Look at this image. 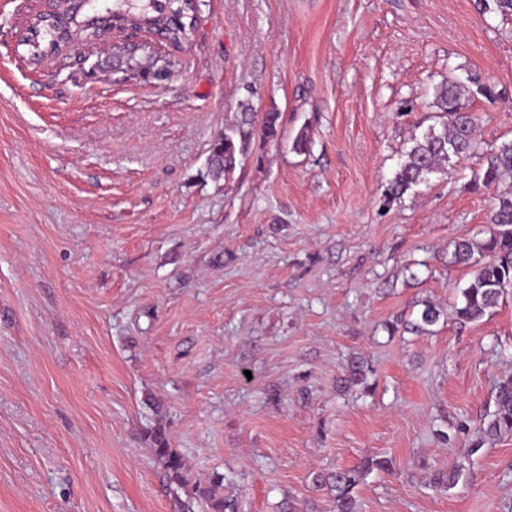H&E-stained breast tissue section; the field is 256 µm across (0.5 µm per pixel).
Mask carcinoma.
Masks as SVG:
<instances>
[{"label": "carcinoma", "mask_w": 512, "mask_h": 512, "mask_svg": "<svg viewBox=\"0 0 512 512\" xmlns=\"http://www.w3.org/2000/svg\"><path fill=\"white\" fill-rule=\"evenodd\" d=\"M56 7L70 18L66 33L59 32L55 22H36L27 41L29 62L39 65L42 59L62 50L64 35L90 41L100 34L101 19L90 13L73 10L69 0H59ZM117 14L133 30L146 31L163 38L167 44L182 49L195 33V5L192 0H135L128 4L116 0ZM492 88L477 78L450 80L436 87L434 107L438 121L411 139L406 159L389 181L385 195L390 200L403 196L409 190L428 181L429 176L456 166L479 151L475 137V119L467 112L470 100L476 94L489 95ZM256 113L248 105L241 106L235 122L224 127L214 139L209 168L213 177H226L236 169L238 158L244 156L255 132ZM483 167L475 182L489 191L498 188L502 179L512 175V142L504 143L483 153ZM490 224L493 230L483 240L462 238L455 243L450 262L473 268L468 285L460 290V298L453 307V316L461 324L477 322L498 306L505 289L512 287V193L494 195ZM441 317V310L425 302L419 319L412 329L418 333L431 332ZM370 372L367 361L352 357L347 361L339 383L344 386L361 385ZM512 432V380L497 388L495 411L486 423L485 433L499 437ZM152 454L169 484L178 489L192 487L196 498L202 500L208 512H232L234 504L224 499V476L216 475L204 485H190V471L183 454L170 447L164 431L152 434ZM386 461L366 459L350 468H338L314 478L317 487L329 490L335 512H358L357 487L373 469L382 470ZM460 470L451 467L438 471L432 485L439 490L457 484Z\"/></svg>", "instance_id": "1"}]
</instances>
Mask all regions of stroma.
<instances>
[{
	"label": "stroma",
	"mask_w": 512,
	"mask_h": 512,
	"mask_svg": "<svg viewBox=\"0 0 512 512\" xmlns=\"http://www.w3.org/2000/svg\"><path fill=\"white\" fill-rule=\"evenodd\" d=\"M22 7L0 0V512H177L158 428L239 512H333L315 475L368 457L389 465L360 512H512V433L480 430L512 290L463 328L386 330L470 280L448 258L490 228L482 158L384 197L450 78L494 90L470 102L482 150L512 140V15L203 0L183 50L134 34L32 67ZM243 102L277 133L214 179ZM353 355L373 372L338 390Z\"/></svg>",
	"instance_id": "35a3bbf8"
}]
</instances>
